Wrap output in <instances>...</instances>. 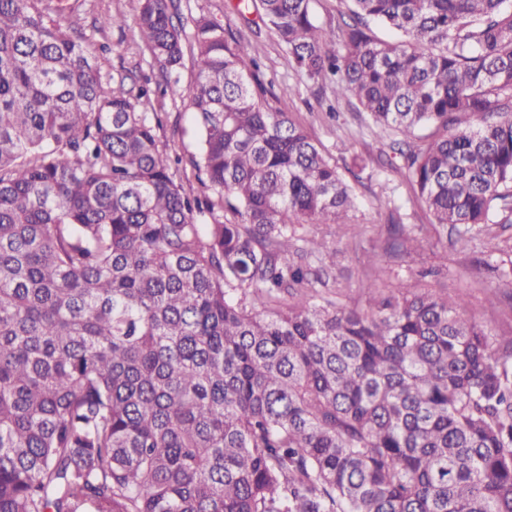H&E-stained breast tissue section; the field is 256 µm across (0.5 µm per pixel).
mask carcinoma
<instances>
[{
	"label": "carcinoma",
	"instance_id": "cac0c4a2",
	"mask_svg": "<svg viewBox=\"0 0 512 512\" xmlns=\"http://www.w3.org/2000/svg\"><path fill=\"white\" fill-rule=\"evenodd\" d=\"M312 2L237 13L393 138L438 239L512 224V0H350L339 35ZM83 5L0 0V512H512V336L403 280L366 310L321 297L338 254L311 228L352 229L358 200L279 107L295 89L140 0L164 88L196 56L201 200ZM410 245L393 225L376 277Z\"/></svg>",
	"mask_w": 512,
	"mask_h": 512
}]
</instances>
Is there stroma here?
<instances>
[{
  "instance_id": "1",
  "label": "stroma",
  "mask_w": 512,
  "mask_h": 512,
  "mask_svg": "<svg viewBox=\"0 0 512 512\" xmlns=\"http://www.w3.org/2000/svg\"><path fill=\"white\" fill-rule=\"evenodd\" d=\"M235 2L181 0L185 17L213 16L234 33L251 36V29L234 8ZM100 14H121L128 20L122 30L93 31V40L104 48L100 55L103 68L113 72L133 70L150 83L160 82L146 41L133 23L135 0H86L79 12V26L90 29L93 16ZM254 47L260 80L267 86L296 87V94L287 102V111L336 161L356 190L359 208L354 221L358 230L334 242L336 249L345 254L336 268V279L343 289L342 303L366 306L367 287L373 281L370 260L383 249L389 225L404 224L413 235L422 237L423 246L392 263L389 281L421 279L449 296L466 297V318L484 325L492 335L512 336V301L494 292L504 275H512V224L493 225L490 234L477 236L464 252L438 241L429 228L427 209L410 185L397 171L381 167V160L392 153L390 142L372 133L367 113L358 104L336 99L332 85L314 83L295 71L285 52L270 37H257ZM152 105L164 115L158 136L167 144L169 153L186 159L197 155L200 133L191 119L186 98L156 95ZM356 156L364 158V167L353 166Z\"/></svg>"
}]
</instances>
